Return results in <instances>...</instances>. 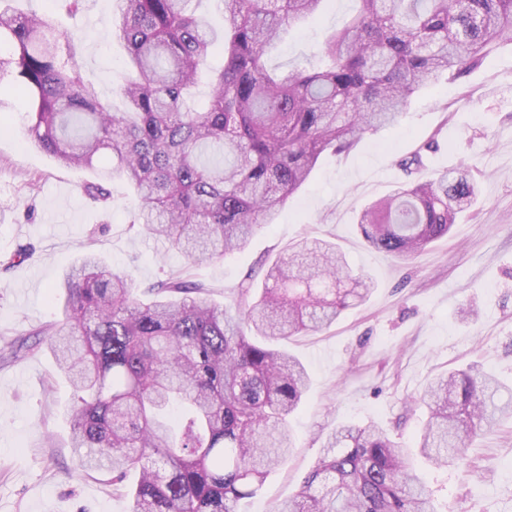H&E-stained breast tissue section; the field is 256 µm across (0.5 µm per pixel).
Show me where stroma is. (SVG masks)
<instances>
[{
    "instance_id": "obj_1",
    "label": "stroma",
    "mask_w": 512,
    "mask_h": 512,
    "mask_svg": "<svg viewBox=\"0 0 512 512\" xmlns=\"http://www.w3.org/2000/svg\"><path fill=\"white\" fill-rule=\"evenodd\" d=\"M114 8V0H85L62 24L83 35L82 73L118 111L128 71L126 50L112 36ZM356 8V0H325L314 18L270 48L271 64L316 60L324 39ZM26 123L22 100L10 98L0 112V340L56 318L51 291L90 249L141 282L183 273L228 307L248 272L306 237L336 243L351 277L374 282L370 298L328 329L287 342L310 375L306 399L290 417L295 448L240 512H275L295 495L341 424L374 423L415 447L426 415L413 400L442 372H492L507 387L503 400L512 401V45L494 46L485 64L461 79L421 90L397 124L325 157L246 249L194 267L169 244L131 230L138 202L124 179L112 180V203L100 206L84 193L94 172L65 167L31 147ZM429 139L437 146L425 153L416 179L465 164L480 196L447 237L403 260L367 243L358 213L404 182L398 159ZM25 244L29 258L2 267ZM71 397L45 346L0 364V512H129L108 474L78 469L65 416ZM466 455V467L441 470L411 459L439 512H512V417L477 438Z\"/></svg>"
}]
</instances>
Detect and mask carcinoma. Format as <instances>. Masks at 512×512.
Returning <instances> with one entry per match:
<instances>
[{
  "mask_svg": "<svg viewBox=\"0 0 512 512\" xmlns=\"http://www.w3.org/2000/svg\"><path fill=\"white\" fill-rule=\"evenodd\" d=\"M15 2L0 0V80L10 77L0 94L25 100L29 143L89 169L110 152L86 193L106 202V184L124 179L140 201L130 228L191 264L244 248L323 155L394 124L420 89L512 44V0H358L319 65L275 70L269 46L323 0H225L222 30L187 12V0H117L112 34L131 76L114 112L83 79L75 35ZM217 45L224 63L207 72L208 103L196 108L192 89ZM478 194L468 171H445L367 205L360 229L371 247L411 258L447 236ZM254 280L247 274L224 308L199 281L142 285L89 253L56 286L61 317L4 342L0 360L21 359L31 337L47 345L74 392L79 467L110 474L129 512H236L294 448L289 417L309 374L281 345L330 327L374 289L318 238L280 254L257 299ZM500 390L472 368L430 382L419 397L428 409L420 455L465 464L467 445L512 413ZM409 452L375 424H341L278 512H438Z\"/></svg>",
  "mask_w": 512,
  "mask_h": 512,
  "instance_id": "cac0c4a2",
  "label": "carcinoma"
}]
</instances>
